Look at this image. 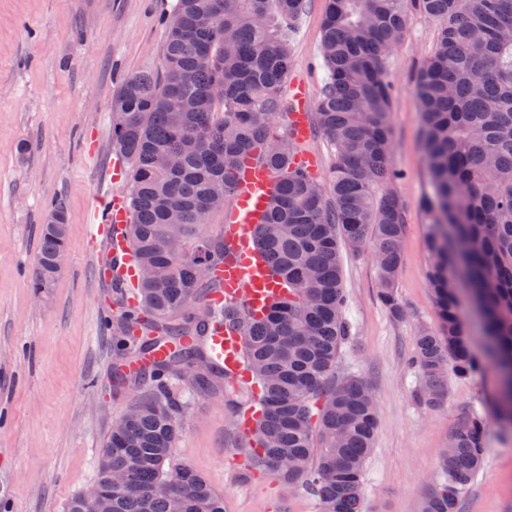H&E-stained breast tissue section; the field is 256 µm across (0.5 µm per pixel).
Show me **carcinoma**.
I'll use <instances>...</instances> for the list:
<instances>
[{"mask_svg":"<svg viewBox=\"0 0 512 512\" xmlns=\"http://www.w3.org/2000/svg\"><path fill=\"white\" fill-rule=\"evenodd\" d=\"M309 0H177L164 25L155 73L127 76L112 96V143L130 161L132 221L122 230L139 268L140 304L117 325L116 348L171 354L145 373L149 388L106 438L95 484L112 491V512H224V499L188 465L173 462L186 406L171 382H202L219 369L199 340L230 318L243 330L246 358L261 386L251 434L256 468L318 499L324 512H359L372 451L377 403L362 377L336 379L348 337L343 251L370 252L376 296L399 318L395 290L402 263L405 205L390 185L393 84L388 57L406 35L410 11L433 19L432 49L414 80L421 114L427 191L428 281L441 317L415 339L417 397L445 396L448 370L481 371L458 314L461 282L481 320L488 362L498 375L496 412L512 426V0H325L319 53L325 75L314 129L336 149L327 183L290 167L297 144L284 132L282 95L292 70L290 41ZM259 153L279 173L259 247L287 294L256 320L243 311L195 312L212 288L224 240L201 233L215 195L231 201L237 174ZM63 207L42 231L31 287L56 280L67 251ZM484 422L472 416L451 436L440 462L444 480L421 512H456L460 493L485 458Z\"/></svg>","mask_w":512,"mask_h":512,"instance_id":"carcinoma-1","label":"carcinoma"}]
</instances>
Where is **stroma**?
<instances>
[{"instance_id":"obj_1","label":"stroma","mask_w":512,"mask_h":512,"mask_svg":"<svg viewBox=\"0 0 512 512\" xmlns=\"http://www.w3.org/2000/svg\"><path fill=\"white\" fill-rule=\"evenodd\" d=\"M176 0H0V512H66L94 482L100 450L133 393L112 392L109 281L85 240L90 212L107 192L127 194L114 166L109 108L119 81L157 71L163 20ZM324 0H310L291 43L293 78L319 99ZM435 23L418 13L392 51L390 115L394 190L406 226L394 318L376 297L369 253H346L345 317L337 377H363L377 399L378 425L365 464L360 512H419L439 485V461L472 414L485 426L484 464L460 497L459 512H512V430L491 407V368L449 375L439 406L421 402L409 366L419 329H438L427 283L426 189L414 77L432 46ZM26 154H18V143ZM67 216L68 250L52 288L35 295L30 273L51 208ZM238 417L223 388L194 395L181 420L176 463L192 467L224 499V512H321L314 497L271 476L250 478Z\"/></svg>"}]
</instances>
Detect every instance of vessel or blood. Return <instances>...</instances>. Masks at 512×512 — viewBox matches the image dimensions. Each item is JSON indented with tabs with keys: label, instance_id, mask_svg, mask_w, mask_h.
Returning a JSON list of instances; mask_svg holds the SVG:
<instances>
[{
	"label": "vessel or blood",
	"instance_id": "vessel-or-blood-1",
	"mask_svg": "<svg viewBox=\"0 0 512 512\" xmlns=\"http://www.w3.org/2000/svg\"><path fill=\"white\" fill-rule=\"evenodd\" d=\"M288 106L289 127L299 143H306L310 137L311 111L306 83L289 82ZM276 187L274 170L265 160L252 159L240 172L233 188L232 205L225 215L226 238L235 256L225 260L216 271L221 286L210 295L213 307L233 306L258 312L279 293L278 281L271 276L266 260L254 245V229L266 222ZM94 218L88 245L99 258L100 278L112 277L116 272L131 275V267L117 269L113 266L114 258L126 248L120 235L122 225L130 219L125 198L116 193L108 194L96 205ZM243 344L242 334L228 328L213 330L205 342L211 360L222 367L228 381L234 383L248 378Z\"/></svg>",
	"mask_w": 512,
	"mask_h": 512
}]
</instances>
